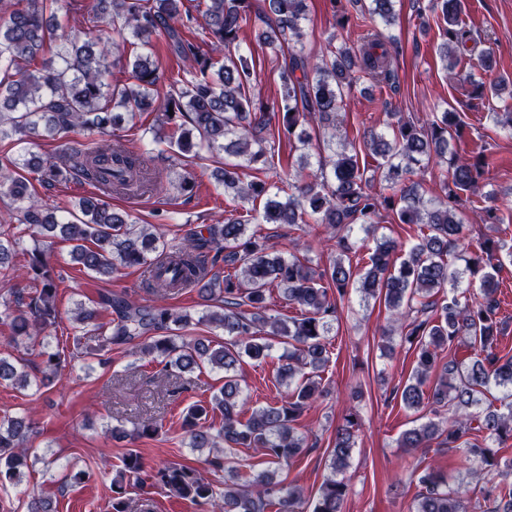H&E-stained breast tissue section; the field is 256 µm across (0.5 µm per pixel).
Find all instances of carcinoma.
<instances>
[{
    "instance_id": "carcinoma-1",
    "label": "carcinoma",
    "mask_w": 512,
    "mask_h": 512,
    "mask_svg": "<svg viewBox=\"0 0 512 512\" xmlns=\"http://www.w3.org/2000/svg\"><path fill=\"white\" fill-rule=\"evenodd\" d=\"M49 0H0V201L16 206L21 228L0 233V274L22 278L31 291L18 290L0 307V335L14 343L24 338L43 347L41 375L27 371L25 359L13 363L0 356V381L39 391L51 384L61 360L50 351L44 333L59 318L58 275L40 245L27 251L17 266L13 254L31 232L45 239L56 236L71 243V261L92 277H111L120 267H138L148 273L143 287L146 303L136 305L121 295L101 293L95 306L77 304L75 320L83 334L97 339L95 352L129 344L143 337L142 354L160 366L165 395L180 390L182 374L209 367L224 371V385L210 401L188 406L181 428L189 447L213 453L208 465L214 473L226 470L239 448H262L269 468L247 483L209 479L197 468L176 462L147 466L129 450L120 458L110 484L111 512H129V488L146 473L152 484L170 495L201 507L204 512H343L349 494L341 474L349 466L360 418L344 415L336 426L330 459L332 473L309 502L298 490L274 481L270 467L290 465L309 448L308 436L296 421L321 395V373L329 363L328 336L339 323L338 301L349 291L364 300L384 303L391 312L390 337L416 352L417 366L403 387L395 391L403 406L420 411L433 406V417L402 432L400 448L441 445L460 451L480 467L512 472V459L501 460L489 443L512 438V355L497 351L506 321L496 298L498 270L503 265L497 243L485 239L461 269L449 260L460 241V207L482 210L493 224L502 223L495 210L478 194L479 181L495 158L481 149L474 158L449 150L458 130L456 112H442L420 122L389 113V132L366 130L363 145L380 160L372 171L360 166L358 153L333 151L331 167L318 160L317 172L300 174L283 188L260 178L276 169L274 144L282 136L307 146L306 124L336 120L361 74L396 84L392 60L401 45L369 33L356 50L328 42L325 56L313 59L297 45L304 37L307 0H267L268 8L253 12L252 0H201L198 13L183 9L184 0H72L71 9L87 12L95 28L104 22L126 46L101 40L79 41L49 12ZM336 26L343 28L352 15H369L385 25L395 21V0H332ZM428 10L441 12L446 39L439 47L443 65L453 48L474 40L462 19V0H429ZM255 18L266 26L264 44L284 60L280 97L263 100L254 92L253 70L239 52L244 24ZM165 40L171 54L189 64L188 76L176 79L159 93L161 74L151 58L152 37ZM131 70L133 82H109L112 67ZM501 83H492L488 115L512 131V96L500 97ZM153 116V140L167 145L180 158H238L214 168L224 192L239 199L263 202L262 210L230 213L219 224L191 228L172 244L132 215L112 207V194H132L156 185V174L169 157L128 149L115 131L126 118ZM109 136L101 147L93 136ZM63 140L65 148L49 159L29 150L36 139ZM19 151L11 153L6 146ZM439 168L445 196L426 197L421 178ZM255 173L244 183L240 169ZM381 173L393 193L373 191ZM82 179L93 185L100 199L81 198L68 211L38 199L35 186L49 191L67 181ZM399 224L419 226L420 239L406 248L396 239L376 235L382 213ZM311 217L336 237L343 254L354 249L353 234L372 236L374 246L364 272L339 257L317 270L308 259L284 256L267 242L247 234L251 223L294 226ZM223 265L231 272L222 275ZM479 276L480 296L460 290L464 276ZM280 289L301 315L283 319L267 313V293ZM335 288L336 298L329 296ZM187 288L198 289L197 309L175 310L166 300ZM191 325L218 329L225 337L190 340L181 331ZM283 345L277 367L278 383L287 388L285 399L274 405L250 407L238 379L243 358L274 359L275 343ZM468 353L459 355L460 350ZM448 351V361L441 354ZM442 365L435 385L427 390L430 373ZM220 413L221 424L209 423ZM25 416L0 415V486L22 481L29 461L43 465L55 480V460L34 454L30 439L37 436ZM421 491L410 512H473L466 493L448 488L441 468L429 463L413 472ZM490 512H512V487L483 489ZM26 512H56L41 491L27 495Z\"/></svg>"
}]
</instances>
